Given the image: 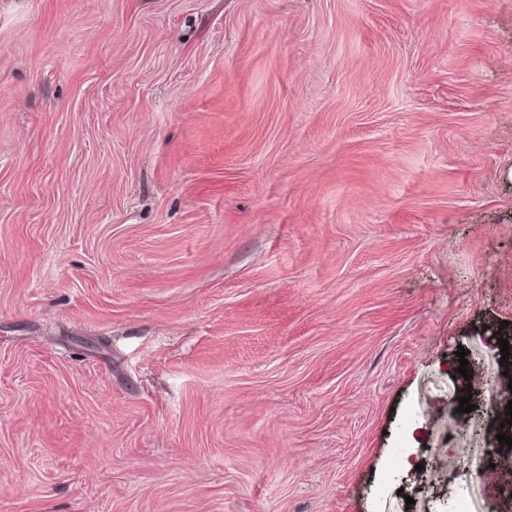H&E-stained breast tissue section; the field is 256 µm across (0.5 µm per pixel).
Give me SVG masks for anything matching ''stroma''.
I'll return each instance as SVG.
<instances>
[{
    "label": "stroma",
    "mask_w": 512,
    "mask_h": 512,
    "mask_svg": "<svg viewBox=\"0 0 512 512\" xmlns=\"http://www.w3.org/2000/svg\"><path fill=\"white\" fill-rule=\"evenodd\" d=\"M505 320L512 0H0V512H512ZM508 404V403H507ZM507 404L502 408L500 416L496 419L497 411H492L491 414H485L484 411L480 409V407L476 406L475 410H472L470 416L467 421V427H473V432L477 434V432H481L482 429H485L487 426L497 427V433H505L502 428H500L501 417L507 415L508 410L506 409ZM487 415V416H486ZM496 423V425H495Z\"/></svg>",
    "instance_id": "1"
}]
</instances>
